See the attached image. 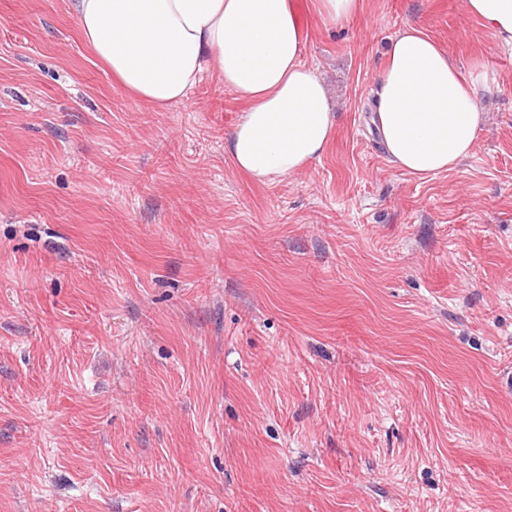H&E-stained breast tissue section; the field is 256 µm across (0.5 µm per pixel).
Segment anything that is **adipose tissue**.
I'll list each match as a JSON object with an SVG mask.
<instances>
[{
	"label": "adipose tissue",
	"instance_id": "1",
	"mask_svg": "<svg viewBox=\"0 0 512 512\" xmlns=\"http://www.w3.org/2000/svg\"><path fill=\"white\" fill-rule=\"evenodd\" d=\"M465 8L512 51V0H465ZM70 13L114 78L156 107L189 101L219 75L248 103L226 151L258 180L306 167L334 134L326 88L303 60L308 41L293 0H70ZM486 89L406 23L377 78L373 122L389 163L421 177L460 166L482 131Z\"/></svg>",
	"mask_w": 512,
	"mask_h": 512
}]
</instances>
